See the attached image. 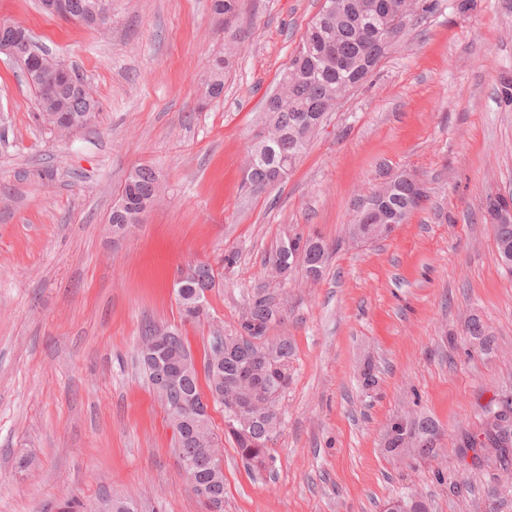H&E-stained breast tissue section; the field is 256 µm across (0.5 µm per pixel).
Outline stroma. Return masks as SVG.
<instances>
[{
  "label": "stroma",
  "instance_id": "stroma-1",
  "mask_svg": "<svg viewBox=\"0 0 512 512\" xmlns=\"http://www.w3.org/2000/svg\"><path fill=\"white\" fill-rule=\"evenodd\" d=\"M436 0L310 141L288 181L254 193L244 166L277 87L322 0H239L228 44L211 0H111L99 32L0 0V21L83 77L96 119L70 137L39 124L36 94L0 54V512H204L174 447L170 416L138 364L141 327H180L196 356L211 320L233 331L248 293L283 299L275 334L294 344L272 472L224 439V512H384L401 491L433 512H512V478L456 449L485 405L512 398V274L483 220L489 192L512 193V0ZM230 55L220 97L204 99L213 59ZM153 165L162 192L141 224L112 236L129 172ZM411 173L429 199L388 239L347 228L384 175ZM291 229L333 247L323 278L279 281L263 261ZM238 252L182 323L178 269ZM479 316L491 351L465 333ZM378 385L361 387L366 360ZM411 410L441 432L437 457L399 460L386 424ZM469 492L457 495L451 483Z\"/></svg>",
  "mask_w": 512,
  "mask_h": 512
}]
</instances>
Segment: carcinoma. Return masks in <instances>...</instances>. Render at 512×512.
<instances>
[{
	"mask_svg": "<svg viewBox=\"0 0 512 512\" xmlns=\"http://www.w3.org/2000/svg\"><path fill=\"white\" fill-rule=\"evenodd\" d=\"M78 22L97 28L109 23L108 0H73ZM336 12L332 14L323 30L315 32L307 29L300 46L302 51L294 54L284 77L288 78V95L281 103H273L268 121L274 126L275 134L282 138L259 140L250 150L255 164L247 174L250 187L262 191L274 185V174L283 169L282 163L290 155L302 157L306 152L310 136L301 126L304 114L319 112L331 106L336 91L343 85L362 81L384 56L376 45L368 28L372 24L384 25L390 12L375 10L378 0H335ZM38 56L29 52L21 65V70L33 74L29 84L37 96L36 118L43 119L55 114H67L77 129L91 124L96 117L99 104L86 91L82 78L72 81L66 74L46 62L41 68L31 64L30 58ZM227 60L214 64L205 80L206 94L210 98L219 97L224 91V68ZM499 103L512 106V75L499 78L496 89ZM137 192L138 208L133 213L118 215L111 213L110 222L115 227L124 224H138L142 213L147 211L155 198V188L160 186L156 171L150 166H138L128 175ZM410 185L401 182L390 201L391 207L403 218L421 206L411 197ZM496 247L497 263L512 274V217L491 224ZM332 248L316 233L299 234L294 242L282 239L264 260L267 267H280L289 271L302 262L305 277L318 281L327 268ZM237 255H224L222 265L213 266L201 261L192 268V273L177 289L176 301L182 319H187L197 302L201 285L224 277V270L232 268ZM282 313V303L278 294L264 288L255 289L247 297L246 311L238 327L224 334V360L211 365L205 371L209 390L230 397L241 405L247 404L246 387L242 380L247 379L260 396L267 398L282 396L290 381L293 345L291 339L282 334L268 339L267 346L255 349L252 338L266 335L276 324V316ZM467 334L478 341L484 349H489L487 328L478 318L469 321ZM200 394L199 375L189 373L183 377V384L177 398L185 404ZM512 416V401L490 403L484 407L480 432L468 435L460 445V456L473 453L475 463L494 458L499 462L507 460L512 452V437L506 434L501 422ZM224 433L232 438L236 452L252 469L267 471L273 469L274 458L266 442L274 441L281 427V414L275 403L256 413L249 409L231 415L224 412ZM417 440L418 447L405 448L403 453L410 459L425 458L434 452V439L438 438L433 422L424 417L407 423L397 429L396 440L403 436ZM197 419L184 425L175 439V446L181 461L185 462L199 452ZM195 495L206 512H224V484L213 482L210 471L198 470Z\"/></svg>",
	"mask_w": 512,
	"mask_h": 512,
	"instance_id": "1",
	"label": "carcinoma"
}]
</instances>
